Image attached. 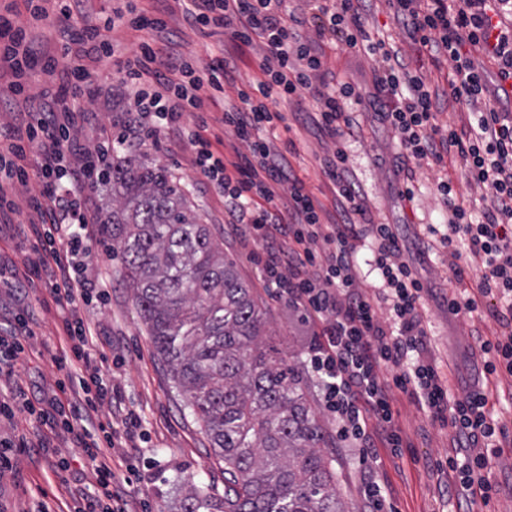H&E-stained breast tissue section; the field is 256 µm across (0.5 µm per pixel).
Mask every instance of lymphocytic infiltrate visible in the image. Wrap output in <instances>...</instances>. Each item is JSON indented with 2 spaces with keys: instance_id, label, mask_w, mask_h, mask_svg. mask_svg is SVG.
I'll return each mask as SVG.
<instances>
[{
  "instance_id": "obj_1",
  "label": "lymphocytic infiltrate",
  "mask_w": 512,
  "mask_h": 512,
  "mask_svg": "<svg viewBox=\"0 0 512 512\" xmlns=\"http://www.w3.org/2000/svg\"><path fill=\"white\" fill-rule=\"evenodd\" d=\"M366 2H323L308 15L288 0H191L187 20L203 35L221 34L244 45L262 43L259 79L238 88L237 104L224 111L225 127L246 146L228 160L219 149L221 137L209 133L206 120L192 129L183 124L184 116L202 111L206 101L223 98L224 59L205 66L192 56L172 62L159 57L147 41L131 57L116 59L111 29L123 24L161 31L166 27L162 15H147L136 0H122L96 22L88 19L84 0H56L62 16L82 24L73 43L61 46L62 54L74 55L75 61L40 104L34 122L21 131H0V207L14 185L37 183L29 206L39 217L43 243L22 259L13 275L29 285L42 275L53 276V297L68 308L62 340L69 355L57 362L58 395L50 404L32 401L19 387L13 388L11 401L21 402L56 436L83 449L98 493L89 512H127L112 450L116 438H138L137 415L123 408L119 385L104 383L92 355L97 329L89 316L109 291L94 249L96 229L106 217L90 210L85 192L103 187L113 143H82L80 134L92 128L94 115L79 106L86 94L85 60L111 58L144 129L187 137L195 167L224 199L228 227H246L254 240L265 243V273L273 291L314 327L304 366L343 439L366 449L378 438L400 452L403 439L392 395L407 394L453 434L456 453L445 465L457 478L459 512H472L475 500L491 499V464L512 431L493 418L482 384L464 396H451L428 354L424 287L401 258L404 243L397 226L370 217L341 141L354 133L349 107L355 104L395 133L402 150L397 172L404 199L414 197L416 166L441 167L449 156L462 162L470 182L484 188V205L476 214L459 200L450 180L438 186L448 210V229L440 243L458 260L455 279H464L468 257L480 258L484 268L473 290L449 292L448 312L470 314L481 298H493L490 314L502 332L480 340L477 355L485 376H512V98L490 96L473 58L474 52H482L494 62L499 83L511 81L512 26L499 19L504 0H388L404 38L424 47L433 61L444 58L453 64L448 96L465 104L473 120L460 129L444 127L436 121V98L422 77L385 39L371 36ZM15 12L13 0L0 6V63L11 73V95L25 100L36 65L29 30L13 23ZM306 25L313 27L315 39L302 36ZM329 37L380 56L371 91L350 81L327 80L322 41ZM36 67L54 77L57 59L44 57ZM304 93L316 104L321 132L337 144L324 166L343 200L340 219L333 224L324 222L322 207L268 138L283 119L279 103ZM32 147L38 153L34 161L28 158ZM283 185L288 188L284 200L276 193ZM365 238L372 241L381 272L373 298L358 287L356 251ZM378 299L390 305L388 321L377 314ZM11 401L0 400L1 416L11 415ZM104 404L118 412L101 422L95 415Z\"/></svg>"
}]
</instances>
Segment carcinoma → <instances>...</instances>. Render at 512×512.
Here are the masks:
<instances>
[{
    "instance_id": "cac0c4a2",
    "label": "carcinoma",
    "mask_w": 512,
    "mask_h": 512,
    "mask_svg": "<svg viewBox=\"0 0 512 512\" xmlns=\"http://www.w3.org/2000/svg\"><path fill=\"white\" fill-rule=\"evenodd\" d=\"M105 227L158 360L224 461V494L192 486L167 512H351L333 439L298 368L266 349V308L169 169L129 148L106 176Z\"/></svg>"
}]
</instances>
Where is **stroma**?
Listing matches in <instances>:
<instances>
[{
    "mask_svg": "<svg viewBox=\"0 0 512 512\" xmlns=\"http://www.w3.org/2000/svg\"><path fill=\"white\" fill-rule=\"evenodd\" d=\"M190 6V0H164L167 28L160 33L115 28L112 36L119 52L130 55L140 39L149 38L160 55H193L204 64L230 49V42L223 36L205 37L189 25L185 15ZM369 28L371 32L388 35L393 47L412 58L418 75L440 92L438 123L460 126L468 114L465 106L447 96L452 62H445L439 69L428 64L416 46L404 41L395 28L387 0H372ZM259 50L256 44L246 48L237 71L224 84L225 102L236 101L238 87L256 76ZM380 65V60L365 50L352 49L341 42L326 50L325 67L331 75L362 86L371 84ZM89 71L83 105L85 111L96 113L98 122L88 136L97 141L115 139L124 131L130 110L121 93L119 76L109 61L90 64ZM225 102L205 105L203 115L211 132L223 134L220 118ZM280 110L284 120L271 131V139L281 149L288 142H295L296 151L288 156L293 170L324 208L336 213L340 199L321 169L322 160L333 154L335 145L318 128L313 100L305 96L281 105ZM353 120L360 132L347 141L346 151L364 205L374 222L398 226L405 244L402 259L417 270L427 291L424 320L429 332L430 355L447 379L451 392L465 394L482 368L480 360L472 355L473 349L479 339L496 336L500 328L485 311L449 315L448 293L457 287L452 270L455 260L446 250L428 248L425 227L432 224L441 229L448 220L437 191L444 176H451L459 199L471 208H479L483 192L470 184L460 166L451 165L442 172L424 165L416 170L413 201L403 200L397 191L395 175V158L400 151L397 137L374 120L371 113L356 111ZM139 149L169 167L187 190L201 223L223 236L225 255L235 260L241 278L268 308L269 344L287 364L302 365L312 329L285 301L274 296L260 264L262 244L253 241L245 230L225 231L224 201L191 165V143L166 131L159 140L144 139ZM28 198V191L22 187L12 195L11 221L0 226L1 263L20 262L24 254L41 245L33 226L36 216L28 207ZM111 250V239L107 234H100L98 262L111 297L91 312L101 333L94 355L103 371L121 385L126 405L139 417L141 432L135 447L118 442L112 451V467L122 477L128 475V466L136 468L131 483L125 487L124 498L129 506L136 508L144 504L150 512H160L170 503L175 485H208L223 490L224 465L213 456L199 423L184 410L165 368L155 356L132 294L115 276L120 262L111 258ZM49 286V281H41L36 292L23 295L9 282L0 281V330L10 331L16 314L22 310L34 313L31 324L34 336L28 344L26 359L17 365L13 381L0 383V390L7 392L12 385L19 384L30 398L38 399L54 387L57 375L54 360L64 354L60 346L64 313L54 303ZM394 408L408 443L401 455H392L390 449L378 445L363 457L343 438L335 440L333 467L340 491L352 512H365L367 508L361 475L368 468L373 469L388 495L392 512H456L455 478L435 468L436 461L455 453L451 431L428 417L406 394L395 393ZM21 434L28 437L33 447L16 454L12 468L0 472V502L7 504L10 512H41L46 506L51 512H78L85 499L93 497L96 491L94 476L85 465L81 449L56 438L28 413L19 411L13 419H0V436L11 438ZM60 457L70 460L69 471H55L53 463ZM490 480L497 484L498 491L489 503H476L475 512H512V444H504L494 459Z\"/></svg>",
    "mask_w": 512,
    "mask_h": 512,
    "instance_id": "obj_1",
    "label": "stroma"
}]
</instances>
